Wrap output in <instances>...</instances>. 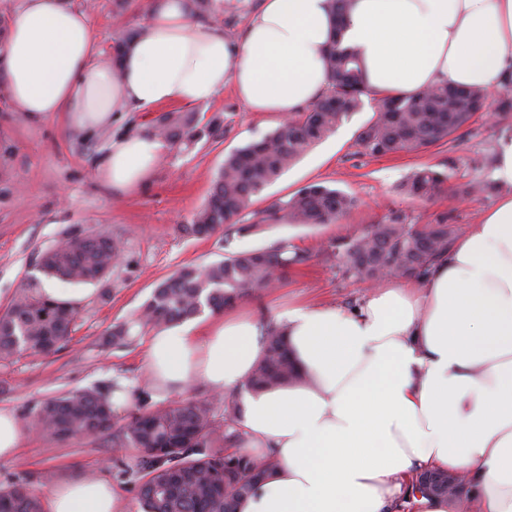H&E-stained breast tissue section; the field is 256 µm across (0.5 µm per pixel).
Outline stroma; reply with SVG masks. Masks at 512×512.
Returning <instances> with one entry per match:
<instances>
[{"instance_id":"1","label":"stroma","mask_w":512,"mask_h":512,"mask_svg":"<svg viewBox=\"0 0 512 512\" xmlns=\"http://www.w3.org/2000/svg\"><path fill=\"white\" fill-rule=\"evenodd\" d=\"M98 38L103 60H112L116 42L142 27L148 0H77ZM373 101L350 113L334 134L300 158L256 202L263 209L274 200L310 183H322L355 196L358 205L341 223L325 226L278 225L264 232L224 238L182 233L209 196L214 179L231 151L272 132L281 118L275 112H250L232 89L206 105L193 107L198 129L219 120L222 131L191 145L166 143L149 182L132 194L108 191L95 163L109 135L134 133L159 118V111L125 114L113 120L111 134L74 131L57 116L34 126L23 113L11 111L0 96V310L31 280L79 307L77 325L60 350L48 355L22 354L0 361V407L19 418L46 399L119 380L124 401L114 406V421L124 426L137 411L170 400L211 398L198 384L160 391L147 385V335L123 347L105 343L113 323L135 319L154 286L186 265L217 262L230 252L249 250L285 239L306 252L305 266L293 270L272 293L243 300L264 323L292 303L354 307L366 291L345 277L328 256L334 239L360 234L390 211L406 212L417 224L439 218L466 226L478 223L505 186L449 204L447 197L422 201L404 195L402 184L414 171L430 167L447 175L448 186L486 183L492 152L503 131L512 130V115L494 123L478 115L453 142L411 153L374 158L357 145V130L373 116ZM105 233L121 239L124 254L103 282L73 284L40 276L42 251L73 234ZM134 451L112 445L111 434L77 436L58 443L30 433L11 460H0V485L26 482L35 492L68 480L103 478L119 492L126 512H140L137 485L127 472Z\"/></svg>"}]
</instances>
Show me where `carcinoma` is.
Returning a JSON list of instances; mask_svg holds the SVG:
<instances>
[{
  "label": "carcinoma",
  "mask_w": 512,
  "mask_h": 512,
  "mask_svg": "<svg viewBox=\"0 0 512 512\" xmlns=\"http://www.w3.org/2000/svg\"><path fill=\"white\" fill-rule=\"evenodd\" d=\"M325 65L328 86L308 108L292 113L268 135L225 156L213 189L192 223L182 231L196 237L218 232H262L273 225L336 224L356 206L357 199L322 184L303 186L263 211H246L269 185L315 144L334 133L350 113L373 98L374 115L361 126L356 141L366 154L385 157L449 140L468 126L479 112H488L489 94L476 87L440 82L412 96L372 97L359 52L331 42ZM145 131L165 141H195L202 131L192 115L167 112ZM447 177L431 168L419 169L402 191L409 197L432 200L444 193L465 199L490 188L467 183L445 187ZM461 233L443 218L435 224H413L403 211H392L354 236L338 239L333 256L346 275L367 282L382 278H409L428 270ZM123 253L121 243L98 233L73 235L39 256L47 277L76 284L103 281L115 267L113 257ZM307 261V255L286 240L250 251L232 252L208 265H188L162 280L141 306L134 323L117 322L106 331V342L129 343L133 325L162 329L196 318L206 308L219 312L237 302L276 288L288 271ZM78 319L70 300L43 292L37 283L21 288L0 312V360L16 355L49 354L71 339ZM266 349L246 382L251 391L274 389L299 380L276 325L266 329ZM122 387L114 383L71 392L39 404L25 422L28 432L55 441L77 435H101L113 426L110 397ZM224 421L215 419L208 400L171 401L131 417L113 433V446L137 453L136 470L141 512H233L236 499L247 495L269 470L279 466L273 456L255 459L233 452L239 447L238 404L224 396ZM448 474L421 473L413 488L443 496ZM0 512H43L40 497L25 484L0 488Z\"/></svg>",
  "instance_id": "1"
}]
</instances>
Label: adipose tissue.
Segmentation results:
<instances>
[{
  "mask_svg": "<svg viewBox=\"0 0 512 512\" xmlns=\"http://www.w3.org/2000/svg\"><path fill=\"white\" fill-rule=\"evenodd\" d=\"M194 0H149L144 35L111 65L75 0H20L0 32V89L39 125L64 115L105 129L116 112L205 104L232 86L252 112L288 117L328 85L330 37L356 47L368 87L409 96L441 81L498 93L512 77V0H263L241 40L195 17ZM164 149L140 132L110 141L95 165L108 190L133 193ZM300 381L245 383L266 332L231 308L205 331L153 333L147 369L163 391L201 382L237 396L243 454L280 466L235 512H512V194L426 274L384 281L354 310L278 311ZM425 470L464 475L463 495L409 494ZM44 512H124L111 482L59 483Z\"/></svg>",
  "mask_w": 512,
  "mask_h": 512,
  "instance_id": "adipose-tissue-1",
  "label": "adipose tissue"
}]
</instances>
